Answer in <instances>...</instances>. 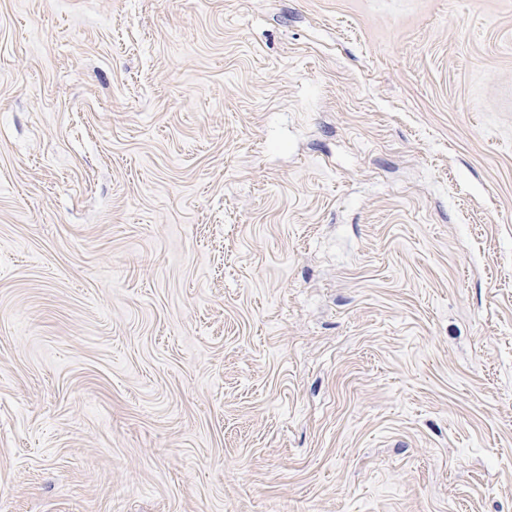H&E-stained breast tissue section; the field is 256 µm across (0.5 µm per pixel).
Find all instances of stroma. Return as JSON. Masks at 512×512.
Here are the masks:
<instances>
[{
  "instance_id": "stroma-1",
  "label": "stroma",
  "mask_w": 512,
  "mask_h": 512,
  "mask_svg": "<svg viewBox=\"0 0 512 512\" xmlns=\"http://www.w3.org/2000/svg\"><path fill=\"white\" fill-rule=\"evenodd\" d=\"M0 512H512V0H0Z\"/></svg>"
}]
</instances>
